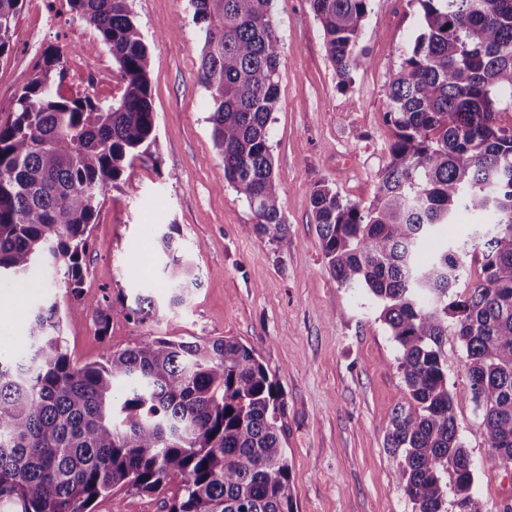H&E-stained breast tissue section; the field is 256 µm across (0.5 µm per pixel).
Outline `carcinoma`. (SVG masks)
Instances as JSON below:
<instances>
[{"label":"carcinoma","instance_id":"1","mask_svg":"<svg viewBox=\"0 0 512 512\" xmlns=\"http://www.w3.org/2000/svg\"><path fill=\"white\" fill-rule=\"evenodd\" d=\"M96 32L122 78L108 103L66 96L67 60L45 54L0 123V277L22 280L40 262L63 267L83 292L95 216L125 164L151 157L156 115L151 55L130 0H66ZM203 46L212 137L224 178L271 242L287 224L269 124L279 99L281 40L272 0H190ZM369 0H310L340 83L367 64L360 46ZM420 32L385 83L390 161L367 207L320 183L314 224L339 286L371 296L394 344L406 401L386 446L414 512H479L473 462L453 413L444 350L463 342L477 433L512 468V0H417ZM23 0H0V62L13 50ZM461 212L490 228L438 242ZM171 224L157 238L169 302L136 296L127 316L160 320L191 303L194 263ZM481 255L482 278L466 258ZM55 301L35 308L31 353L0 345V512H92L115 489L156 494L180 479L168 512H293L277 384L254 350L232 337L148 336L101 362L75 365ZM232 414H227V411ZM453 500H448V493Z\"/></svg>","mask_w":512,"mask_h":512}]
</instances>
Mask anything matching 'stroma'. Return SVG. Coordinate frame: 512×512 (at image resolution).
<instances>
[{
	"mask_svg": "<svg viewBox=\"0 0 512 512\" xmlns=\"http://www.w3.org/2000/svg\"><path fill=\"white\" fill-rule=\"evenodd\" d=\"M131 7L152 56L157 150L125 169L95 220L84 292L110 303L109 332L98 336L95 307L70 299L62 271L38 267L22 282H0V342L10 356L23 355L31 312L47 300L66 313V346L79 366L147 336L236 338L277 383L294 512H413L385 446L391 412L406 397L394 345L379 306L331 275L311 194L325 181L344 200L373 199L392 139L384 84L419 32L417 0H370L361 40L368 63L346 87L308 0H273L282 60L270 146L288 225L278 243L254 231L252 211L224 179L209 94L198 82L202 44L190 0H131ZM95 39L66 0H24L13 51L0 62V122L50 48L67 56L63 94L103 102L119 95L120 74ZM171 224L195 258L201 285L191 305L163 320L126 317L124 306L142 289L152 288L160 301L168 296L163 259L150 270L140 262ZM447 355L454 416L474 463L473 496L481 512H502L512 503V474L476 435L481 415L469 398L458 337H449ZM178 486L170 479L165 495ZM165 495L114 491L93 512H164Z\"/></svg>",
	"mask_w": 512,
	"mask_h": 512,
	"instance_id": "stroma-1",
	"label": "stroma"
}]
</instances>
